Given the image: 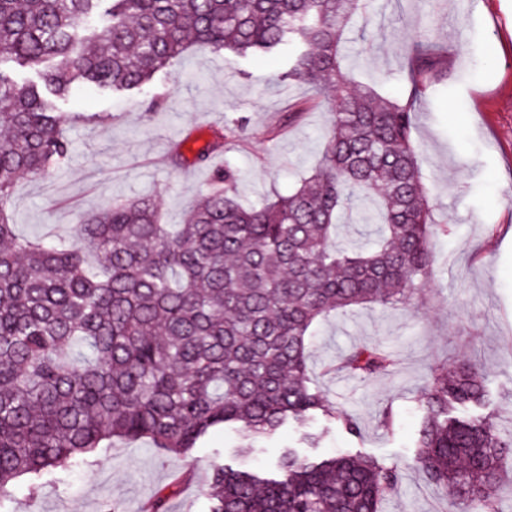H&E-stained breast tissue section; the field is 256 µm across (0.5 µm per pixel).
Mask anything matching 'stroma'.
I'll return each instance as SVG.
<instances>
[{
	"label": "stroma",
	"mask_w": 512,
	"mask_h": 512,
	"mask_svg": "<svg viewBox=\"0 0 512 512\" xmlns=\"http://www.w3.org/2000/svg\"><path fill=\"white\" fill-rule=\"evenodd\" d=\"M421 35L448 51V68L417 105L413 136L421 173L433 190V217L448 225L439 236L432 281L406 308L363 306L319 323L311 338L309 368L323 394L352 415V437L325 421L321 453L345 452L402 464L400 488L385 512H439L442 499L411 467L419 400L432 367L475 359L487 377L490 410L502 430L512 429V0H371L345 31L356 59L355 76L381 94L402 99L406 48ZM281 58L254 55L237 62L195 46L141 92L90 89L58 100L61 112L88 121L68 131L63 167L34 181L19 180L8 211L21 235H67L87 212L113 200L155 197L165 223L182 217L207 189L214 170L231 167L242 203L287 193L307 177L329 125L326 112H308L278 140L266 134L288 101L306 87L282 82ZM107 115V124L91 121ZM245 121L244 142H226L209 165L168 156L178 143L197 149L214 130ZM375 344L400 360L389 376L361 381L323 375L325 364L352 347ZM392 410V433L379 421ZM291 424L277 440L239 452L230 430L210 433L191 454H167L140 440L120 442L85 463L38 481H14L0 500L8 512H100L106 501L123 512L177 484L170 512H207L203 493L212 461L260 469L276 477L280 450L303 432Z\"/></svg>",
	"instance_id": "1"
}]
</instances>
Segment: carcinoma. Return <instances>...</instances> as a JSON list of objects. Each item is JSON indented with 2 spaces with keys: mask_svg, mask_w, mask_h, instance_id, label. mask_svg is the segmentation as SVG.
<instances>
[{
  "mask_svg": "<svg viewBox=\"0 0 512 512\" xmlns=\"http://www.w3.org/2000/svg\"><path fill=\"white\" fill-rule=\"evenodd\" d=\"M370 0H0V58L42 68L43 85L0 72V492L19 477L73 466L114 440L147 439L188 454L213 428L246 447L288 424L320 418L360 434L308 368L311 328L337 312L398 310L434 276L432 189L413 137L417 104L448 62L425 37L407 49L404 100L360 84L344 32ZM108 17L101 30L89 25ZM194 45L237 58H283L280 80L314 97L282 115L331 114L313 172L286 195L245 206L232 170L176 226L151 198L91 211L68 239L26 238L7 203L15 183L40 179L70 155L68 125L48 96L75 84L116 93L146 86ZM213 132L205 164L227 138ZM370 203L365 241L340 238V218ZM396 358L356 346L329 364L362 381ZM480 366L464 357L431 371L422 390L412 465L445 496L448 512H498L512 490ZM280 477L213 465L208 512H382L400 467L335 454L282 452ZM159 490L145 512H169Z\"/></svg>",
  "mask_w": 512,
  "mask_h": 512,
  "instance_id": "carcinoma-1",
  "label": "carcinoma"
}]
</instances>
